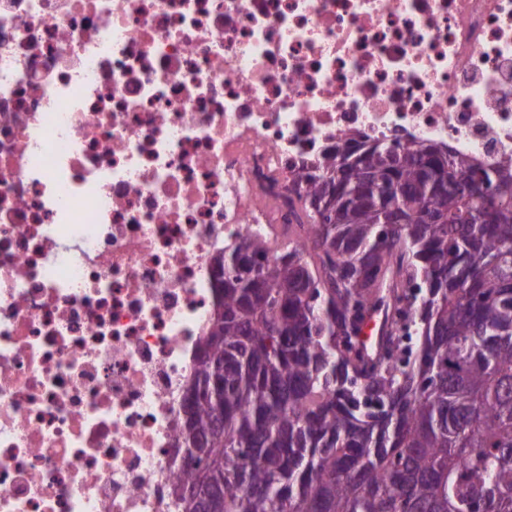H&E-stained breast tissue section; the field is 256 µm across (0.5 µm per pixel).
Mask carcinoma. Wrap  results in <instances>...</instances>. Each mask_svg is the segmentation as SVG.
I'll return each instance as SVG.
<instances>
[{
  "label": "carcinoma",
  "mask_w": 512,
  "mask_h": 512,
  "mask_svg": "<svg viewBox=\"0 0 512 512\" xmlns=\"http://www.w3.org/2000/svg\"><path fill=\"white\" fill-rule=\"evenodd\" d=\"M307 180L286 244L217 260L182 512H512V160L378 140ZM411 285L414 351L365 361V313Z\"/></svg>",
  "instance_id": "1"
}]
</instances>
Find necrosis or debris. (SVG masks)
<instances>
[{
	"label": "necrosis or debris",
	"instance_id": "obj_1",
	"mask_svg": "<svg viewBox=\"0 0 512 512\" xmlns=\"http://www.w3.org/2000/svg\"><path fill=\"white\" fill-rule=\"evenodd\" d=\"M368 140L512 159V0H0V512H180L215 257Z\"/></svg>",
	"mask_w": 512,
	"mask_h": 512
}]
</instances>
